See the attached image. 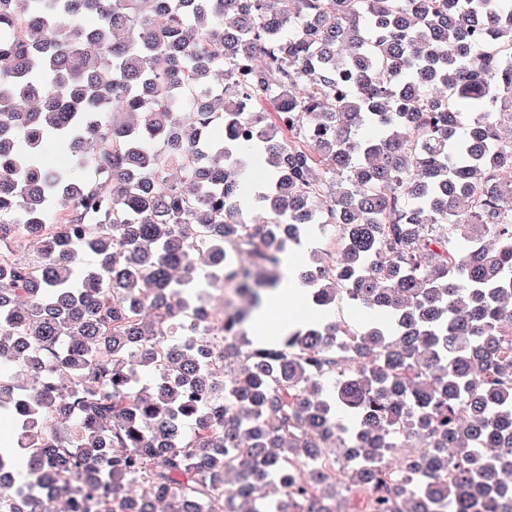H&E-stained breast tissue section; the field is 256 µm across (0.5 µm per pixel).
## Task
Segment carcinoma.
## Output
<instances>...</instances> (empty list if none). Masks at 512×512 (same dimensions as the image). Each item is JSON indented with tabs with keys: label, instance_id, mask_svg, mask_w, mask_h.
<instances>
[{
	"label": "carcinoma",
	"instance_id": "carcinoma-1",
	"mask_svg": "<svg viewBox=\"0 0 512 512\" xmlns=\"http://www.w3.org/2000/svg\"><path fill=\"white\" fill-rule=\"evenodd\" d=\"M2 246L0 512H512V0H0ZM313 245L303 241L300 245L293 246L288 251V257L285 262V281L275 294L274 300L267 306L265 311L256 317L251 325L253 336L262 339L265 336H279L280 333L288 329L289 323L303 325L315 321L321 317L319 309L310 306L304 300L302 288L294 282L288 273V258L294 262L296 270L304 266L308 253ZM303 302L300 305H285L283 307V316L281 315V304L284 302ZM332 316L338 321L348 323L355 327L365 323L370 318L367 309L352 305L345 299L340 300L336 304V309L332 312Z\"/></svg>",
	"mask_w": 512,
	"mask_h": 512
}]
</instances>
